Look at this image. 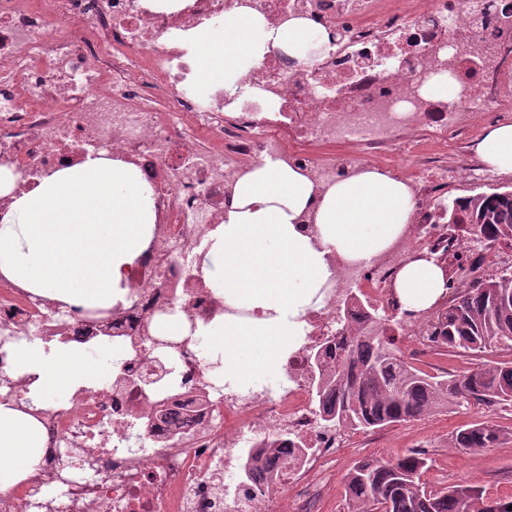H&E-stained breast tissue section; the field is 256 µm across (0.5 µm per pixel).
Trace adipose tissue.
Returning <instances> with one entry per match:
<instances>
[{
	"mask_svg": "<svg viewBox=\"0 0 512 512\" xmlns=\"http://www.w3.org/2000/svg\"><path fill=\"white\" fill-rule=\"evenodd\" d=\"M327 40L325 31L292 19L266 29L262 18L205 22L185 33L181 45L200 89L230 86L262 61L268 46L304 54ZM475 151L501 174H512V124L485 127ZM316 207L317 235L299 230L298 220ZM414 203L399 180L366 168L338 181L315 198L298 171L264 161L236 186L224 222L210 236L211 268L204 275L216 294L234 307L253 310L200 328L208 356H221L225 382L259 387L282 374L285 358L303 334L305 313L334 271V254L360 264L381 253L409 224ZM448 274L434 260L419 257L397 273L394 288L404 310L432 307L446 290ZM106 358H88L71 344L23 340L12 352L14 376H29L33 404L64 401L82 386L106 376ZM47 441L43 425L13 404L0 403V495L11 493L42 463Z\"/></svg>",
	"mask_w": 512,
	"mask_h": 512,
	"instance_id": "1",
	"label": "adipose tissue"
}]
</instances>
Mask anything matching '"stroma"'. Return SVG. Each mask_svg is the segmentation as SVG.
<instances>
[{
    "label": "stroma",
    "mask_w": 512,
    "mask_h": 512,
    "mask_svg": "<svg viewBox=\"0 0 512 512\" xmlns=\"http://www.w3.org/2000/svg\"><path fill=\"white\" fill-rule=\"evenodd\" d=\"M386 333L395 337L399 352L407 361L431 375L460 374L477 365L512 360V351L504 348L476 353L461 349L448 352L433 347L421 356L415 351L416 339L410 328L392 321ZM472 422L512 429V405L490 408L472 405L367 432L346 431L345 447L325 467L319 512H347L344 478L357 461L389 459L412 452L423 454L427 461L421 476L427 489L440 491L454 485H470L480 487L487 497L512 499V438L480 450L449 447V435Z\"/></svg>",
    "instance_id": "stroma-1"
}]
</instances>
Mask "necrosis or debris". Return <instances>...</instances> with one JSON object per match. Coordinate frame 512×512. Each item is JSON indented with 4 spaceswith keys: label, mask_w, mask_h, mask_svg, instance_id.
Masks as SVG:
<instances>
[{
    "label": "necrosis or debris",
    "mask_w": 512,
    "mask_h": 512,
    "mask_svg": "<svg viewBox=\"0 0 512 512\" xmlns=\"http://www.w3.org/2000/svg\"><path fill=\"white\" fill-rule=\"evenodd\" d=\"M251 14L271 29L307 19L331 39L309 60L269 48L243 80L199 91L181 33ZM441 73L457 82L452 100L425 93ZM489 116H512V0H182L175 10L0 0V169L13 176L0 224L21 192L90 157L139 169L155 215L112 307L67 306L0 274V401L28 407L47 433L41 468L0 495V512H260L270 498L312 512L311 477L345 439L311 405L307 356L363 321L354 298L388 314L399 307L389 284L415 253L466 250L437 205L459 176L493 181L469 155ZM266 159L300 171L319 196L375 168L408 186L414 211L370 261L330 256L334 276L304 316L279 387L235 393L202 357L197 330L253 313L211 288L206 242L238 181ZM172 316L182 330L171 337ZM34 338L120 356L105 382L36 408L10 354ZM271 443L283 452L255 479H237L242 448Z\"/></svg>",
    "instance_id": "necrosis-or-debris-1"
}]
</instances>
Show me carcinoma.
<instances>
[{"label": "carcinoma", "instance_id": "cac0c4a2", "mask_svg": "<svg viewBox=\"0 0 512 512\" xmlns=\"http://www.w3.org/2000/svg\"><path fill=\"white\" fill-rule=\"evenodd\" d=\"M448 235L472 232L477 240L512 247V190L478 193L444 204ZM463 272L448 288L461 292L435 316L422 321L427 339L442 349L512 350V266L489 273L481 258L455 254ZM346 357L319 363L313 401L322 420L338 429L368 431L418 419L444 408L512 404V361L477 367L462 375L431 376L402 359L377 321L342 337ZM507 433L475 422L458 428L448 447L491 448ZM419 453L392 461L363 459L345 476L349 512H512V500L491 499L476 486L429 492Z\"/></svg>", "mask_w": 512, "mask_h": 512}]
</instances>
